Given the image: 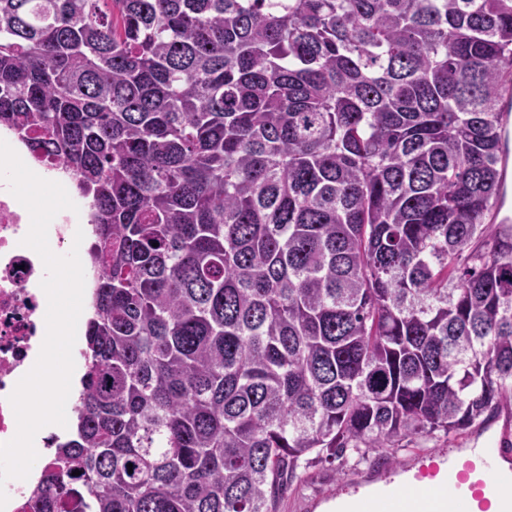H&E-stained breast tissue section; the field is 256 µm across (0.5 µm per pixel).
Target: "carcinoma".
<instances>
[{
	"mask_svg": "<svg viewBox=\"0 0 512 512\" xmlns=\"http://www.w3.org/2000/svg\"><path fill=\"white\" fill-rule=\"evenodd\" d=\"M507 98L512 0H0V128L95 238L76 427L24 510L276 512L496 412Z\"/></svg>",
	"mask_w": 512,
	"mask_h": 512,
	"instance_id": "1",
	"label": "carcinoma"
}]
</instances>
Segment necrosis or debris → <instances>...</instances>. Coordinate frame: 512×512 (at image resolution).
Returning a JSON list of instances; mask_svg holds the SVG:
<instances>
[{"instance_id":"obj_1","label":"necrosis or debris","mask_w":512,"mask_h":512,"mask_svg":"<svg viewBox=\"0 0 512 512\" xmlns=\"http://www.w3.org/2000/svg\"><path fill=\"white\" fill-rule=\"evenodd\" d=\"M28 211L0 179V443L11 440L16 418L8 402L17 382L34 366L45 334V268L21 241Z\"/></svg>"}]
</instances>
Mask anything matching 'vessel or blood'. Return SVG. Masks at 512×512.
<instances>
[{"label": "vessel or blood", "mask_w": 512, "mask_h": 512, "mask_svg": "<svg viewBox=\"0 0 512 512\" xmlns=\"http://www.w3.org/2000/svg\"><path fill=\"white\" fill-rule=\"evenodd\" d=\"M502 164L496 221L512 225V153L503 155ZM500 457L510 458L512 451L503 448L494 456L482 445L452 442L372 479L339 485L332 512H361L367 498L377 512H512V473H498Z\"/></svg>", "instance_id": "obj_1"}]
</instances>
